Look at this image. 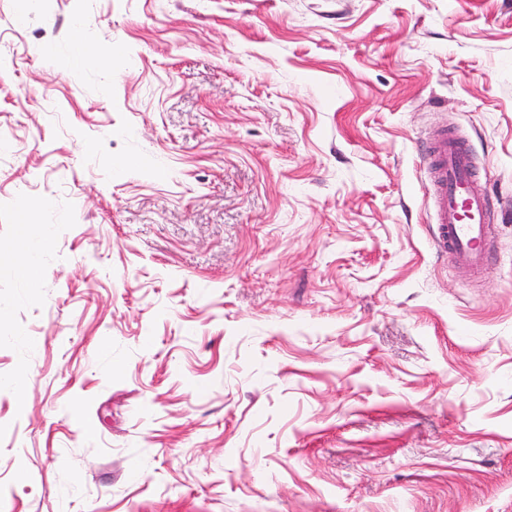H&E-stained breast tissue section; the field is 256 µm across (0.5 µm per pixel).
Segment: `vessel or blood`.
<instances>
[{
	"label": "vessel or blood",
	"mask_w": 512,
	"mask_h": 512,
	"mask_svg": "<svg viewBox=\"0 0 512 512\" xmlns=\"http://www.w3.org/2000/svg\"><path fill=\"white\" fill-rule=\"evenodd\" d=\"M420 163L436 253L464 279L479 281L491 265L499 206L483 185L473 147L461 132L443 128L423 146Z\"/></svg>",
	"instance_id": "vessel-or-blood-1"
}]
</instances>
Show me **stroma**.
Here are the masks:
<instances>
[{
    "label": "stroma",
    "mask_w": 512,
    "mask_h": 512,
    "mask_svg": "<svg viewBox=\"0 0 512 512\" xmlns=\"http://www.w3.org/2000/svg\"><path fill=\"white\" fill-rule=\"evenodd\" d=\"M444 124L512 204V0H0V501L512 512V220L436 254Z\"/></svg>",
    "instance_id": "stroma-1"
}]
</instances>
